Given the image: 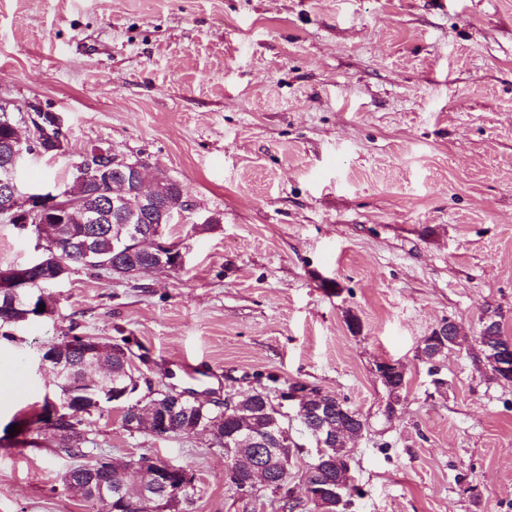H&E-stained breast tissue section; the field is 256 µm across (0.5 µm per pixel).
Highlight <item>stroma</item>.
<instances>
[{
    "label": "stroma",
    "mask_w": 512,
    "mask_h": 512,
    "mask_svg": "<svg viewBox=\"0 0 512 512\" xmlns=\"http://www.w3.org/2000/svg\"><path fill=\"white\" fill-rule=\"evenodd\" d=\"M0 99L41 103L64 154L26 156L27 191L71 184L92 146L145 161L191 208L181 268L118 278L73 266L51 314L0 337V512H97L63 484L76 460L8 426L56 391L41 363L78 334L129 337L148 390L214 411L292 383L365 421L348 512H512V383L478 361L483 317L512 339V0H0ZM39 256L0 221V267ZM450 320L437 362L421 340ZM404 370L401 401L374 372ZM300 506L315 450L294 433ZM88 457L195 476L190 512H283L244 494L205 433H129L94 415Z\"/></svg>",
    "instance_id": "1"
}]
</instances>
